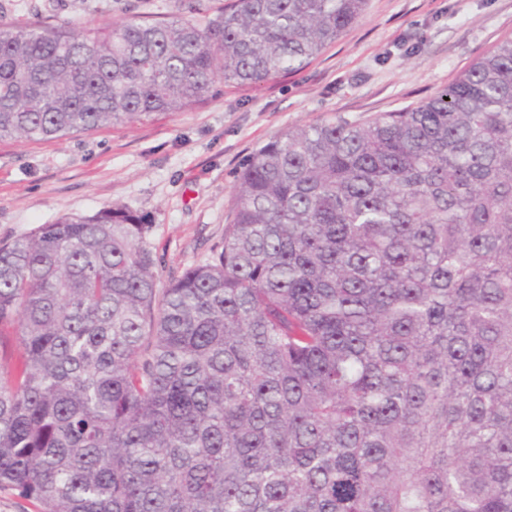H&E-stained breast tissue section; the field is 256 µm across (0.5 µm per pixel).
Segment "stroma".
Instances as JSON below:
<instances>
[{
	"mask_svg": "<svg viewBox=\"0 0 512 512\" xmlns=\"http://www.w3.org/2000/svg\"><path fill=\"white\" fill-rule=\"evenodd\" d=\"M180 0H0V25H118ZM512 39V0H368L360 19L302 70L217 84L186 112L50 140H0V241L67 214L121 204L150 215L162 277L204 262L224 239L236 176L281 132L366 120L432 97Z\"/></svg>",
	"mask_w": 512,
	"mask_h": 512,
	"instance_id": "stroma-1",
	"label": "stroma"
}]
</instances>
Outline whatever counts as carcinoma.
I'll return each instance as SVG.
<instances>
[{
	"label": "carcinoma",
	"instance_id": "carcinoma-1",
	"mask_svg": "<svg viewBox=\"0 0 512 512\" xmlns=\"http://www.w3.org/2000/svg\"><path fill=\"white\" fill-rule=\"evenodd\" d=\"M366 0L0 26V139L304 68ZM162 281L120 205L0 241V491L34 512H512V39L253 152Z\"/></svg>",
	"mask_w": 512,
	"mask_h": 512
}]
</instances>
